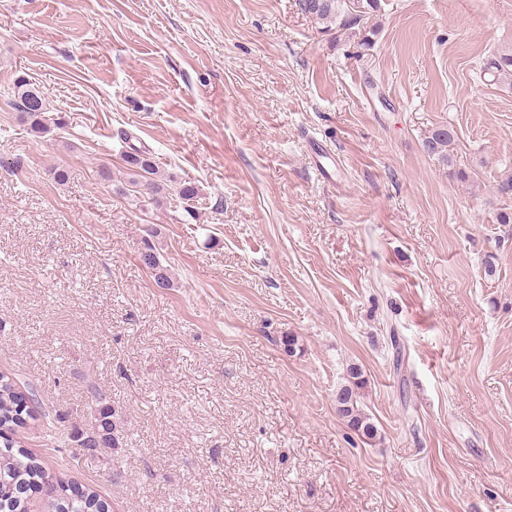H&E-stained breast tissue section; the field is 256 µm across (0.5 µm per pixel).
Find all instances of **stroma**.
<instances>
[{
	"label": "stroma",
	"instance_id": "obj_1",
	"mask_svg": "<svg viewBox=\"0 0 512 512\" xmlns=\"http://www.w3.org/2000/svg\"><path fill=\"white\" fill-rule=\"evenodd\" d=\"M504 52L512 0L328 32L296 0H0V372L51 480L112 512H512ZM132 146L197 196L116 194ZM353 366L371 439L336 413ZM99 398L122 444L90 452ZM37 89L27 80L19 79L11 92V97H14L12 104L23 114V120L29 123L32 132H42L46 121V100ZM454 141V130L447 126L434 129L424 142L425 151L442 162H449L448 147Z\"/></svg>",
	"mask_w": 512,
	"mask_h": 512
}]
</instances>
